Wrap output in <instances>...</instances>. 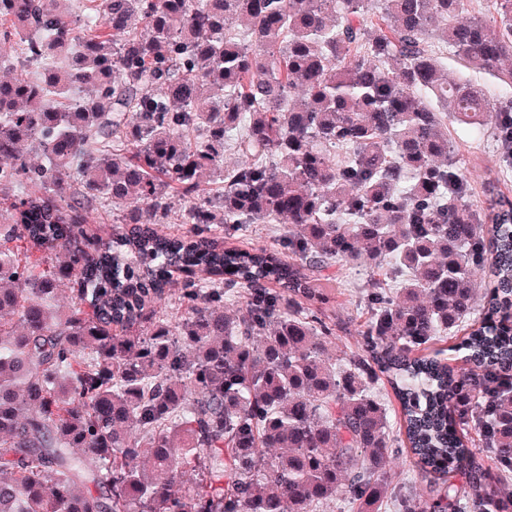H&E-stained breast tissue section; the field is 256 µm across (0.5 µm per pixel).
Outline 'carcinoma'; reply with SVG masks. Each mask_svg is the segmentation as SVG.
Returning <instances> with one entry per match:
<instances>
[{
	"label": "carcinoma",
	"instance_id": "obj_1",
	"mask_svg": "<svg viewBox=\"0 0 512 512\" xmlns=\"http://www.w3.org/2000/svg\"><path fill=\"white\" fill-rule=\"evenodd\" d=\"M66 2L0 0V47L68 60L0 77V512H379L382 379L423 480L402 512H512V198L472 199L447 126L501 142L512 106L436 51L512 85V0H81L86 38ZM109 202L130 228L88 235ZM249 224L279 245L224 244ZM385 261L408 278L330 353L327 270ZM468 320V367L419 353ZM169 202L172 211L165 222L166 224H160V228L166 233L176 236L189 234L191 224H179V213L183 207V201L176 193H171Z\"/></svg>",
	"mask_w": 512,
	"mask_h": 512
}]
</instances>
